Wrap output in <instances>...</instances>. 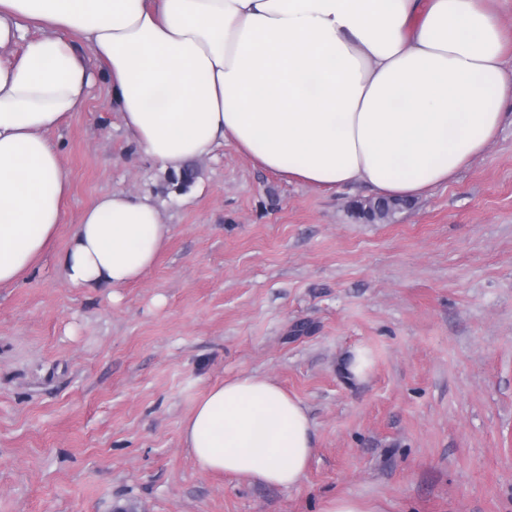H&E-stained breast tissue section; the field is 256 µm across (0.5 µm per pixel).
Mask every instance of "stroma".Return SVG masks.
Listing matches in <instances>:
<instances>
[{
  "instance_id": "obj_1",
  "label": "stroma",
  "mask_w": 512,
  "mask_h": 512,
  "mask_svg": "<svg viewBox=\"0 0 512 512\" xmlns=\"http://www.w3.org/2000/svg\"><path fill=\"white\" fill-rule=\"evenodd\" d=\"M107 98L96 79L50 132L64 221L0 288V512H512V101L483 156L372 224L367 188L290 183L229 144L178 192ZM114 190L156 199L171 238L127 287H70L58 256ZM243 373L308 410L296 486L201 470L184 445L196 402Z\"/></svg>"
}]
</instances>
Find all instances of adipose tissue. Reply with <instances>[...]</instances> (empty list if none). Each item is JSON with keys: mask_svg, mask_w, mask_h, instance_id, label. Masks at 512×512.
Listing matches in <instances>:
<instances>
[{"mask_svg": "<svg viewBox=\"0 0 512 512\" xmlns=\"http://www.w3.org/2000/svg\"><path fill=\"white\" fill-rule=\"evenodd\" d=\"M490 0H0V287L52 245L69 192L48 134L102 61L136 153L180 173L230 144L282 178L415 199L482 156L512 100ZM152 198L100 196L59 262L73 288L142 278L171 237ZM198 466L293 486L315 451L302 401L243 374L184 420Z\"/></svg>", "mask_w": 512, "mask_h": 512, "instance_id": "1", "label": "adipose tissue"}]
</instances>
